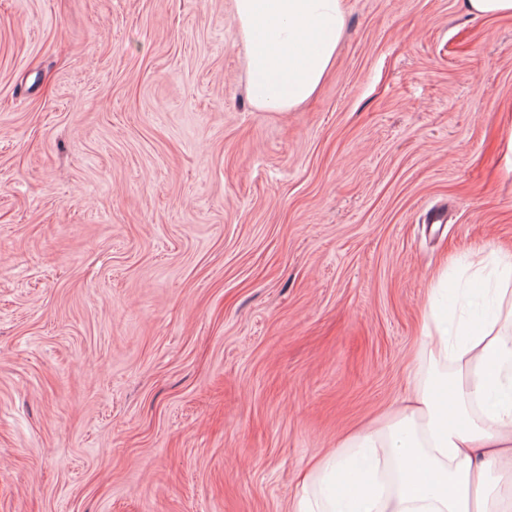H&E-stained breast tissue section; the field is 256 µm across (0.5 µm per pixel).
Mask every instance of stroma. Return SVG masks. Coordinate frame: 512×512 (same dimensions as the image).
<instances>
[{
  "label": "stroma",
  "instance_id": "stroma-1",
  "mask_svg": "<svg viewBox=\"0 0 512 512\" xmlns=\"http://www.w3.org/2000/svg\"><path fill=\"white\" fill-rule=\"evenodd\" d=\"M247 94L231 0H0V512H289L512 252V17L343 0ZM447 214L443 224L428 211Z\"/></svg>",
  "mask_w": 512,
  "mask_h": 512
}]
</instances>
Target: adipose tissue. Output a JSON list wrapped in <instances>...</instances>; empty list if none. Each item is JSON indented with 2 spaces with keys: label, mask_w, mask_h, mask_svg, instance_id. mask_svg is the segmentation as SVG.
<instances>
[{
  "label": "adipose tissue",
  "mask_w": 512,
  "mask_h": 512,
  "mask_svg": "<svg viewBox=\"0 0 512 512\" xmlns=\"http://www.w3.org/2000/svg\"><path fill=\"white\" fill-rule=\"evenodd\" d=\"M253 103L295 110L336 62L342 0H233ZM448 277L429 296L415 390L397 411L352 430L300 475L290 512H512V337L502 289L471 320L449 318Z\"/></svg>",
  "instance_id": "ef3b65f1"
}]
</instances>
